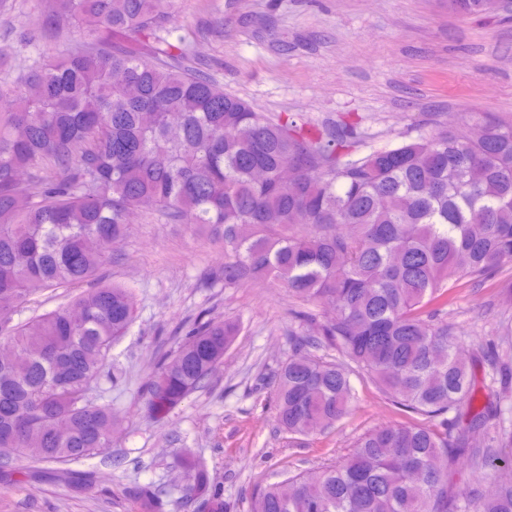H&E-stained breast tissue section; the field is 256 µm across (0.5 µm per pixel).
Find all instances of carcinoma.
Instances as JSON below:
<instances>
[{"label": "carcinoma", "instance_id": "cac0c4a2", "mask_svg": "<svg viewBox=\"0 0 512 512\" xmlns=\"http://www.w3.org/2000/svg\"><path fill=\"white\" fill-rule=\"evenodd\" d=\"M43 2V22L60 37L75 24L78 38L0 91V334L15 350L0 356V453L77 462L111 446L112 409L90 391L133 320L129 289L91 288L9 324L30 296L92 279L126 213L148 207L224 240V286L271 277L332 306L316 334L290 338L274 384L280 428L309 436L349 412L350 370L311 352L323 343L395 404L439 419L375 427L342 461L259 491L251 512H512V483L496 481L512 467L505 354L465 347L425 311L456 281L512 264V122H485L476 137L439 125L340 162L336 134L273 120L169 43L176 0ZM483 2L448 7L486 15ZM237 331L191 329L160 361L149 412L161 419L201 388ZM477 361L488 381L475 413ZM481 429L495 447L472 446ZM461 460L472 489L448 481ZM182 469L208 512H224L201 464L187 456ZM135 499L140 512L168 506L150 485Z\"/></svg>", "mask_w": 512, "mask_h": 512}]
</instances>
